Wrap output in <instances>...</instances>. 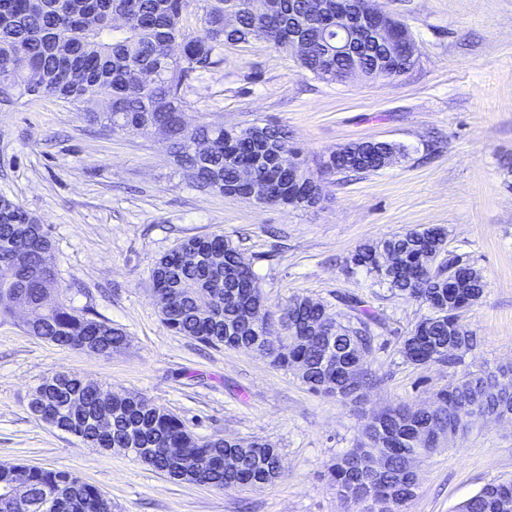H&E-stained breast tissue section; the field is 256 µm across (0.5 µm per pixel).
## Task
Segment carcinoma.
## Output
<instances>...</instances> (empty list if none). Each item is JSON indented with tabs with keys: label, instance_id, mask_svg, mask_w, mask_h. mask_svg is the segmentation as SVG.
Masks as SVG:
<instances>
[{
	"label": "carcinoma",
	"instance_id": "cac0c4a2",
	"mask_svg": "<svg viewBox=\"0 0 512 512\" xmlns=\"http://www.w3.org/2000/svg\"><path fill=\"white\" fill-rule=\"evenodd\" d=\"M197 0H0V112L21 98L48 97L69 104L92 125L112 132L133 131L144 137L161 130L170 154L183 175L201 190L224 193L236 185L241 165L254 167L271 181L276 199L302 197L291 171L274 164L281 150L292 149L288 131L274 125L257 127L249 137L226 138L239 131L222 122L190 126L184 121L186 93L206 73L224 62V45L249 42L264 29L275 48L288 50V35L308 45L299 68L327 84L343 83L349 68L365 73L377 64L376 49L365 43L354 58L336 55V10L303 27L296 15L306 0H202L200 22L206 36L186 32L183 19ZM402 52L389 73L400 75L411 66L407 33L396 31ZM386 154H404L401 145L373 140L352 143L339 155L321 162L330 177L370 175L381 170ZM380 250L398 252L408 271L396 274L378 264ZM434 262L427 274L416 275L421 257ZM459 255L448 252L447 233L430 228L394 234L356 250L354 265L366 270L392 294L427 306L423 316L402 337L398 352L412 364L448 358V344H471L473 332L461 322L471 307L473 280L448 289ZM153 288L167 296L160 309L174 333L209 347L241 349L254 340L241 326L253 295L262 293L242 250L222 234L185 239L151 269ZM59 284L48 233L20 204L0 198V317L17 308L27 311V331L62 348L99 351L110 356L126 344L124 333L91 318L88 312L58 299ZM345 309L294 294L279 306L277 318L264 310L269 333L275 327L298 326L283 354L264 358L294 374L316 394L348 396L349 376L362 388L378 377L369 357L384 329L382 319L355 295L342 298ZM334 349L337 367L321 369L326 347ZM440 402L415 408H388L378 424L360 430L356 446L338 454L328 467L331 481L345 500L365 504L364 512H406L413 497L410 467L437 448L411 442L415 431L448 432L452 439L468 429L472 413L512 414V366L460 377L439 389ZM29 409L57 428L67 426L94 448H123L143 465L170 479L213 487H254L264 474L281 470V452L262 440L234 443L227 438H200L178 416L133 392H114L70 372H52L32 390ZM171 448H194L191 459H179ZM240 456L236 470L224 469V451ZM13 492L37 504L51 495L40 512H112V500L93 484L67 469L0 464V494ZM512 500V479L493 481L466 500L460 512H498Z\"/></svg>",
	"mask_w": 512,
	"mask_h": 512
}]
</instances>
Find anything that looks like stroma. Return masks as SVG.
<instances>
[{
  "label": "stroma",
  "instance_id": "stroma-1",
  "mask_svg": "<svg viewBox=\"0 0 512 512\" xmlns=\"http://www.w3.org/2000/svg\"><path fill=\"white\" fill-rule=\"evenodd\" d=\"M406 23L417 60L402 76L326 84L303 76L263 39L224 47V62L188 96L186 119L274 124L309 168L345 145L386 140L405 159L348 184H326L312 210L202 191L159 138L100 131L52 98L0 112V196L47 230L64 299L127 337L103 357L29 334L22 312L0 319V464L66 468L112 500V512H360L327 468L376 409L421 405L461 370L512 362V0H376ZM445 230L448 249L480 271L464 314L478 345L461 365H414L401 336L427 312L349 265L361 245L409 229ZM221 233L250 260L269 307L302 294H357L386 322L370 357L380 378L363 403L316 395L246 349L210 348L163 323L150 271L184 239ZM74 372L134 391L201 437L266 439L282 476L256 489L171 481L126 453L82 443L33 416L41 378ZM512 477V423L479 421L423 460L407 512H456L484 485Z\"/></svg>",
  "mask_w": 512,
  "mask_h": 512
}]
</instances>
